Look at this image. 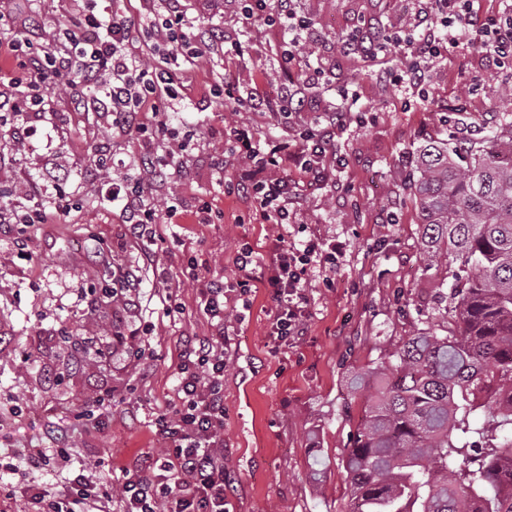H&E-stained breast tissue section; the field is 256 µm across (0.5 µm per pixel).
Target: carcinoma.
<instances>
[{
    "label": "carcinoma",
    "instance_id": "carcinoma-1",
    "mask_svg": "<svg viewBox=\"0 0 512 512\" xmlns=\"http://www.w3.org/2000/svg\"><path fill=\"white\" fill-rule=\"evenodd\" d=\"M492 146L440 139L406 185L431 248L458 263L440 331L353 379L346 512H512V122Z\"/></svg>",
    "mask_w": 512,
    "mask_h": 512
}]
</instances>
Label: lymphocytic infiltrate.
<instances>
[{
  "label": "lymphocytic infiltrate",
  "instance_id": "f902f5d3",
  "mask_svg": "<svg viewBox=\"0 0 512 512\" xmlns=\"http://www.w3.org/2000/svg\"><path fill=\"white\" fill-rule=\"evenodd\" d=\"M76 27L43 34L34 23L9 25L0 39V56L15 75L9 92L0 96V139L22 143L28 129L16 125L20 115L44 112L52 92L66 87L76 106L107 113L113 133L133 136L141 146V177L113 181L112 200L121 206L133 239L144 240L157 219L147 184L163 183L179 170V157L188 141H176L170 118L182 106V75L143 63L132 22L111 8L112 0H81ZM164 12L147 32L153 50L194 63L201 46L187 36L190 21L179 0H162ZM475 0H427L424 15L409 28L381 34L366 21L343 40L344 49L376 43L379 52L402 56L401 69L384 75L401 92L411 93L420 111L430 105L424 87L428 64L447 60L450 51L478 45L488 66L512 65V8L493 13L476 10ZM246 19L275 30H287L284 56L288 67L276 98L241 94L233 75L212 85L210 99L247 105L279 120L312 108L306 89L318 82L321 71L301 66L300 44L311 20L301 15L296 0H238ZM359 111L345 105L320 109L315 123L277 142L257 140L247 126L232 128L233 154L243 162L227 183L229 193L250 202L257 219L267 224L290 221L293 190L288 171L308 186L328 183L327 159L336 153V129L362 123ZM343 249L333 244L297 242L290 234L276 236L267 255L263 283L276 302L272 335L280 342L299 335L306 302L303 287L314 266L335 265ZM203 310L214 331L188 340L180 356L166 413L154 421L163 441L161 454L146 452L133 465L121 487L122 512H228L224 503V284L209 281L201 290ZM0 456L18 459L12 470L9 495H20L27 512H110L112 494L107 483L87 471L61 477L58 486L39 482L37 472L51 460L66 459L63 448L0 449Z\"/></svg>",
  "mask_w": 512,
  "mask_h": 512
}]
</instances>
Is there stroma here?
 <instances>
[{"label":"stroma","instance_id":"obj_1","mask_svg":"<svg viewBox=\"0 0 512 512\" xmlns=\"http://www.w3.org/2000/svg\"><path fill=\"white\" fill-rule=\"evenodd\" d=\"M188 8L194 34L215 30L241 44L244 54L229 62L215 51L183 74L188 102L175 126L193 133L195 144L156 202L178 201L186 217L178 224L159 221L155 263L144 262L141 242L129 236L125 215L107 192L89 189L94 143L110 140L122 161L115 176H135V139L112 135L106 123L56 94L33 121L37 136L20 148L0 142V190L15 194L19 205L27 203L18 192L27 181L49 187L58 177L82 200L69 215L52 214L45 223L0 235V335L6 338L0 344V448L65 441L70 455L40 472L45 481L90 465L116 491L123 468L143 452H160L153 422L173 397L182 341L211 332L201 285L184 272L186 257L229 286L241 277L238 250L248 246L264 257L279 231L247 220L248 204L222 194L218 180L234 173L225 162L224 128L248 124L262 140L280 137L281 128L244 108H203L201 98L228 71L244 91L268 94L285 65L282 42L246 20L235 0H190ZM297 8L313 21L306 57L324 72L308 97L329 107L358 90L368 120L337 130L330 185L296 193L300 239L344 248L333 275L317 268L309 277L305 335L274 345V303L263 286L226 305L224 494L230 512H345L348 481L339 459L364 402L351 379L402 337L437 327L439 285L451 274L428 263L405 175L431 140L479 142L512 121V72L486 66L478 46L429 66L426 112L379 77L380 69L399 68L400 57L326 46V39L366 19L388 30L403 26L412 16L411 0H298ZM204 200L223 211V223H190L189 212ZM175 234L183 245L171 251L167 241ZM23 242L30 257L20 254ZM126 272L137 277L136 307L129 312L102 293ZM171 292L184 306L174 323L163 314ZM146 325L152 328L147 335ZM139 346L145 354L130 359ZM101 348L108 357L98 356Z\"/></svg>","mask_w":512,"mask_h":512}]
</instances>
